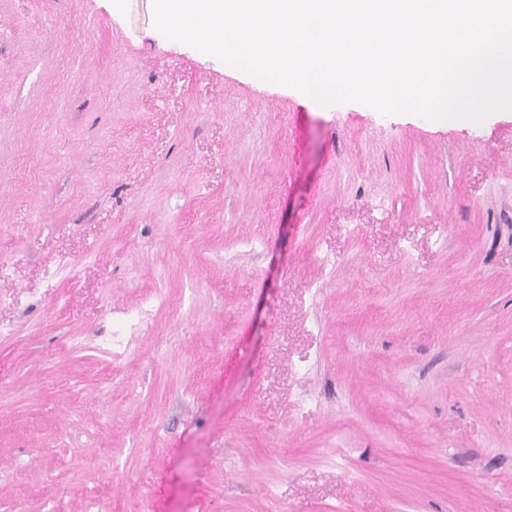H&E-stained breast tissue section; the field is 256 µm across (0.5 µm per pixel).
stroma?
I'll return each instance as SVG.
<instances>
[{
    "label": "stroma",
    "instance_id": "1",
    "mask_svg": "<svg viewBox=\"0 0 512 512\" xmlns=\"http://www.w3.org/2000/svg\"><path fill=\"white\" fill-rule=\"evenodd\" d=\"M0 512H512V112L0 0Z\"/></svg>",
    "mask_w": 512,
    "mask_h": 512
}]
</instances>
